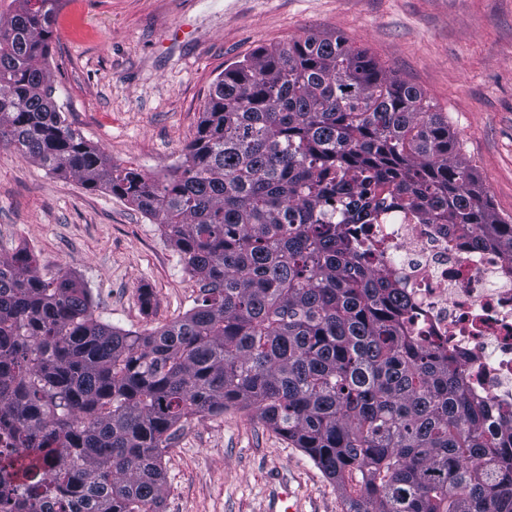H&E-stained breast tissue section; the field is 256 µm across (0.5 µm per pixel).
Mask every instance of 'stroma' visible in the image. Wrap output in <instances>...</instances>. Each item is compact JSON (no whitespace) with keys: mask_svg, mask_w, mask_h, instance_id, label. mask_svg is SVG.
Instances as JSON below:
<instances>
[{"mask_svg":"<svg viewBox=\"0 0 512 512\" xmlns=\"http://www.w3.org/2000/svg\"><path fill=\"white\" fill-rule=\"evenodd\" d=\"M308 33L345 37L419 88L512 221V0H59L47 71L87 143L160 179L228 65ZM23 247L41 275L83 280L95 316L126 331L178 321L199 295L156 220L0 145V256ZM163 467V512H267L274 478L297 512L347 509L301 449L246 410L193 418Z\"/></svg>","mask_w":512,"mask_h":512,"instance_id":"obj_1","label":"stroma"}]
</instances>
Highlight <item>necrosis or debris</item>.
<instances>
[{"instance_id":"obj_1","label":"necrosis or debris","mask_w":512,"mask_h":512,"mask_svg":"<svg viewBox=\"0 0 512 512\" xmlns=\"http://www.w3.org/2000/svg\"><path fill=\"white\" fill-rule=\"evenodd\" d=\"M360 239L410 299L407 335L456 356L471 394L492 407L487 429L500 431L512 421V264L502 248L473 246L470 236L399 208Z\"/></svg>"}]
</instances>
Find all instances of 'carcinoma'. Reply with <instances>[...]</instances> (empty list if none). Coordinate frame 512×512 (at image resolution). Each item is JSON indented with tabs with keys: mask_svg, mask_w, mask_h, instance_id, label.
<instances>
[{
	"mask_svg": "<svg viewBox=\"0 0 512 512\" xmlns=\"http://www.w3.org/2000/svg\"><path fill=\"white\" fill-rule=\"evenodd\" d=\"M0 20V145L156 219L199 286L148 333L93 316L86 286L0 258V422L28 455L13 512H162L165 449L240 406L332 479L348 512H512V426L485 431L454 356L405 336L402 289L349 225L384 203L512 259L448 118L364 49L308 34L224 69L162 180L112 164L67 121L45 63L58 0ZM349 199L344 221L324 205Z\"/></svg>",
	"mask_w": 512,
	"mask_h": 512,
	"instance_id": "1",
	"label": "carcinoma"
}]
</instances>
